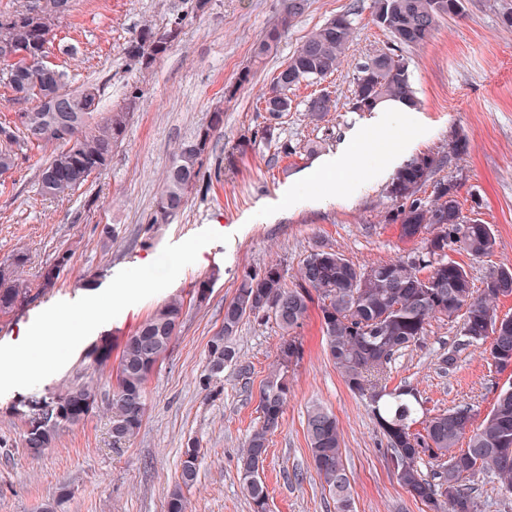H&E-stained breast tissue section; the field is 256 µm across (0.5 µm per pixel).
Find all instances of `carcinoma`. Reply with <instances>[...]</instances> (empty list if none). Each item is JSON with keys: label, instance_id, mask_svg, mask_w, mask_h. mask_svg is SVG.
Segmentation results:
<instances>
[{"label": "carcinoma", "instance_id": "1", "mask_svg": "<svg viewBox=\"0 0 512 512\" xmlns=\"http://www.w3.org/2000/svg\"><path fill=\"white\" fill-rule=\"evenodd\" d=\"M38 0L42 5L37 25L16 11L10 35L14 45L27 56L44 53V41L65 18L62 2ZM308 0H283L277 22L260 38L253 50V64H260L277 49L282 35L307 8ZM463 8V0H374L371 21L390 32L406 47L426 43L438 19ZM176 25L162 31L145 24L131 39L125 54L135 67L150 69L160 54L178 39ZM356 38L353 21L336 15L311 31L288 64L273 79L264 96V110L278 117L288 111V93L303 82H318L335 72L346 50ZM8 87L19 99L39 100L36 109L15 113L11 124L0 122V175L15 165L13 146L30 145L40 150L53 149L50 160L39 174L40 193L49 199L63 200L89 177L106 169L112 158V145L122 136L129 112L138 99L134 87L128 106L110 112L93 125L92 113L99 107L94 90L72 93L66 74L55 65H45L39 86H31L25 64H20ZM54 97L70 107L68 112H44V100ZM404 101L416 106L408 65L385 53L369 58L358 67L352 101L367 110L388 102ZM334 101L320 94L308 102L307 111L315 121L332 110ZM223 113L213 114L210 125L182 141L166 171L158 203L160 218L180 213L190 190L199 182L204 157L215 131L223 124ZM22 136H17V133ZM438 161L422 154L393 174L387 190L397 203L388 221L400 225L406 239H420V250L396 261L356 264L342 254L317 245L303 260L297 283L288 286L278 264L263 272L243 276L232 300L224 306L220 331L208 342L210 367L222 366L234 358L225 341L235 335L246 317L273 315L285 334L279 345L277 364L262 384L258 425L254 427L239 458L243 489L252 512H267L268 496L260 476L268 454L270 437L281 427L288 402L285 362L302 358V344L292 336L308 317L315 303L325 350L348 389L368 400L369 407L386 440L387 454L399 484L429 512H481L473 487L476 478L493 474L501 489L512 494V384L500 390L490 412L473 426L472 409L460 406L433 413L421 398L398 386L387 389V368L395 355L416 345L433 319L463 315L460 335L464 345L481 349L497 367L500 359L512 360V317H499L496 302L512 295V265L491 271L483 288H474L469 273L448 259V251H463L473 258L491 255L497 238L490 225L475 220L466 234L457 235L461 216L457 187L446 180L436 184L435 202L429 204L418 194L432 178ZM70 261V253L57 256L41 272L38 290L32 291L21 279L19 269L25 255L3 263L0 272V316L9 315L34 303L52 291ZM428 270L423 276L421 272ZM183 314V303L171 298L158 307L139 328L126 337L105 407L112 412L111 433L115 444L131 440L140 430L147 407L146 381L151 366L169 352ZM87 356L99 366L111 359V344L103 339ZM97 383L79 371L61 390L33 400L35 406L12 407L17 417L28 419L26 443L34 454L50 447L61 430L87 418L98 409ZM423 425V431L413 426ZM307 445L310 464L323 478L335 503H345L340 512H353L350 479L345 466L342 441L336 416L320 404L307 411ZM509 444L506 449L503 444ZM199 448L187 444L181 461L180 482L167 496L165 512H186L182 487L198 478ZM437 463L441 471L426 477L423 458Z\"/></svg>", "mask_w": 512, "mask_h": 512}]
</instances>
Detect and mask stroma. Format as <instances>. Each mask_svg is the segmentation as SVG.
<instances>
[{
  "label": "stroma",
  "mask_w": 512,
  "mask_h": 512,
  "mask_svg": "<svg viewBox=\"0 0 512 512\" xmlns=\"http://www.w3.org/2000/svg\"><path fill=\"white\" fill-rule=\"evenodd\" d=\"M463 4L462 15L439 19L427 43L400 49L418 107L355 112L350 98L358 66L396 47L391 34L371 21L373 0H309L277 52L257 68L253 47L277 19L281 0H210L202 13L192 0H74L49 44V62L66 71L70 89H95L102 103L95 121L124 105L131 88H139L140 97L108 168L69 198L40 194L45 151H20L14 168L0 176V262L25 254L21 277L34 287L59 253L71 254L52 293L0 317V350L21 348L31 322L78 309L89 296L109 313L91 328L70 323L68 343L56 347L42 369L0 386V512H165L167 494L179 481L181 450L190 441L199 446L200 471L184 491L188 512H250L237 461L258 423L259 389L277 360L282 332L274 319H244L229 342L233 360L204 385L207 344L223 325L224 306L244 274L273 263L283 267L287 283H295L302 260L319 243L366 265L416 251L419 240L402 238L399 225L388 220L397 203L387 184L417 154L439 162L422 198L434 200V183L461 178L463 214L491 225L498 241L490 256L452 250L449 258L477 284L512 264V28L500 22L512 0ZM343 13L357 36L341 67L320 82L301 83L289 94L288 111L271 118L263 96L274 77L312 30ZM174 22L180 39L152 69L130 65L124 48L144 24L163 29ZM249 68L253 77L240 83ZM323 91L335 106L316 122L307 103ZM219 109L224 127L185 211L156 220L176 146ZM456 132L468 140L459 156L448 152ZM244 137L250 144L236 154ZM355 144L356 163L341 183H312ZM106 225L112 228L108 240L100 235ZM177 254L185 262L176 277L161 286L142 284L126 303L113 305V288L140 282L148 258ZM204 280L210 289L200 300L196 289ZM173 295L184 303L183 317L168 356L147 381L139 433L113 446L111 414L101 409L33 454L10 406L55 391L80 368L108 390L125 337ZM460 325L457 319L432 322L420 343L392 361L388 385L414 387L429 409L467 405L482 418L500 388L512 383V367L497 368L467 348L452 370L442 369V354L461 341ZM295 335L303 357L286 374L288 402L262 473L269 512H336L308 457L307 410L315 403L337 418L354 512H428L398 484L370 409L325 354L317 309ZM103 338L111 340L113 358L99 367L85 354Z\"/></svg>",
  "instance_id": "obj_1"
}]
</instances>
